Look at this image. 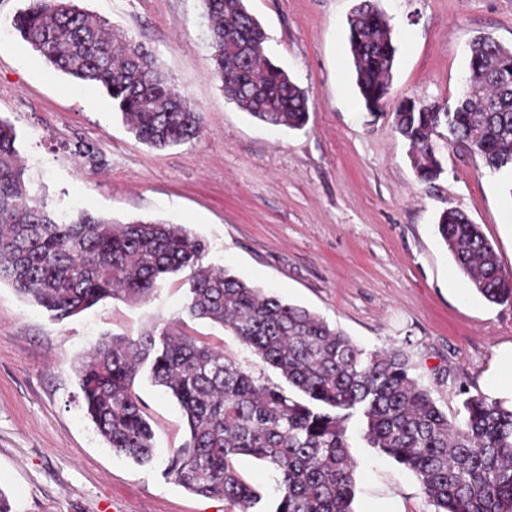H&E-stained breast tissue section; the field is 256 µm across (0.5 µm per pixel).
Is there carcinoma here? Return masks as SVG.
Listing matches in <instances>:
<instances>
[{
    "mask_svg": "<svg viewBox=\"0 0 512 512\" xmlns=\"http://www.w3.org/2000/svg\"><path fill=\"white\" fill-rule=\"evenodd\" d=\"M215 77L241 111L274 127L300 129L307 92L264 52L266 33L245 0H203ZM44 63L101 87L128 129L154 148L198 138L203 113L172 88L154 54L74 0H28L11 19ZM355 84L378 112L392 87L396 47L385 15L365 0L347 17ZM417 178L443 173L436 138L462 145L493 171L512 170V48L481 36L471 46L466 86L454 108L404 98L392 112ZM0 119V281L63 320L104 299L146 301L169 275L190 271L186 310L234 335L279 370L298 400L259 382L224 354L164 328L133 339L105 335L81 362L86 413L113 451L153 460L154 432L134 383L151 382L179 403L188 437L166 475L186 490L251 512L260 496L235 467L240 456L277 473L270 512H354L348 421L368 447L413 472L433 512H512V408L463 389L464 418L448 421L397 350H366L309 310L282 302L226 269L205 267L203 240L182 226L119 224L85 210L60 214L31 193ZM438 233L472 289L512 304V277L479 225L444 211Z\"/></svg>",
    "mask_w": 512,
    "mask_h": 512,
    "instance_id": "cac0c4a2",
    "label": "carcinoma"
}]
</instances>
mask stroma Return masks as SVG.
I'll return each instance as SVG.
<instances>
[{
	"label": "stroma",
	"instance_id": "1",
	"mask_svg": "<svg viewBox=\"0 0 512 512\" xmlns=\"http://www.w3.org/2000/svg\"><path fill=\"white\" fill-rule=\"evenodd\" d=\"M357 0H246L266 55L309 95L299 130L275 128L229 102L214 77L202 0H78L152 51L168 81L202 112L191 142L156 150L137 140L100 89L47 68L11 28L24 0H0V118L39 198L125 223L162 220L205 241V264L229 269L283 302L316 313L368 350L402 352L450 421L461 390L484 392L495 349L512 343V305L488 303L436 230L457 209L478 224L512 275V173L441 143L443 173L421 183L390 114L409 97L454 105L470 44L512 47V0H377L393 31L389 99L367 112L357 94L346 19ZM185 274L146 302L107 299L56 320L0 283V490L12 512H225L164 474L187 427L177 401L140 377L155 431L140 465L108 448L87 418L80 358L105 334L138 337L166 326L223 350L261 382L286 387L224 327L185 310ZM353 508L433 512L412 472L357 439Z\"/></svg>",
	"mask_w": 512,
	"mask_h": 512
}]
</instances>
